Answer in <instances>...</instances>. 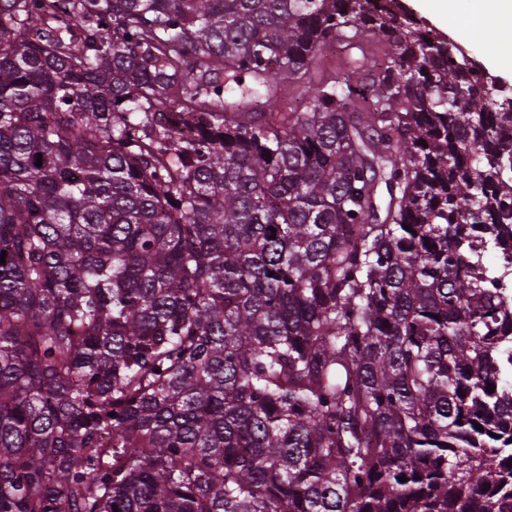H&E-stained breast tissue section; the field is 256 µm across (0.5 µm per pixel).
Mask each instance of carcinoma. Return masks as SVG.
Masks as SVG:
<instances>
[{
    "mask_svg": "<svg viewBox=\"0 0 512 512\" xmlns=\"http://www.w3.org/2000/svg\"><path fill=\"white\" fill-rule=\"evenodd\" d=\"M485 72L401 0H0V512H512ZM347 75L340 60L338 49L334 47L325 48L318 52L317 63L310 72V78L314 82L329 83L342 80Z\"/></svg>",
    "mask_w": 512,
    "mask_h": 512,
    "instance_id": "obj_1",
    "label": "carcinoma"
}]
</instances>
